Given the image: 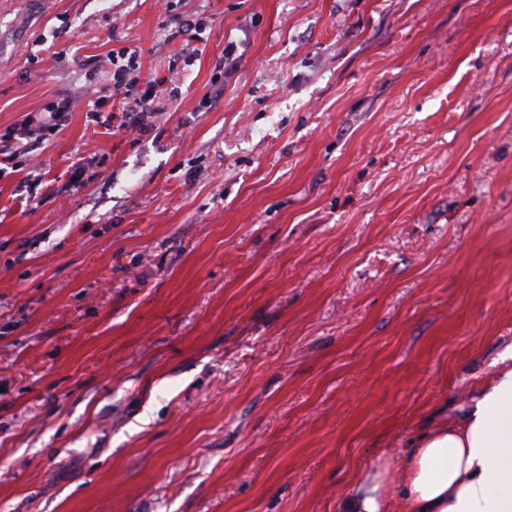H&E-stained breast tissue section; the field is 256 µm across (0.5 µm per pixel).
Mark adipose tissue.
<instances>
[{
    "instance_id": "1",
    "label": "adipose tissue",
    "mask_w": 512,
    "mask_h": 512,
    "mask_svg": "<svg viewBox=\"0 0 512 512\" xmlns=\"http://www.w3.org/2000/svg\"><path fill=\"white\" fill-rule=\"evenodd\" d=\"M464 415L420 437L398 475L369 471L353 486L342 512H512V350Z\"/></svg>"
}]
</instances>
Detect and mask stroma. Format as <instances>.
I'll use <instances>...</instances> for the list:
<instances>
[{
    "label": "stroma",
    "instance_id": "stroma-1",
    "mask_svg": "<svg viewBox=\"0 0 512 512\" xmlns=\"http://www.w3.org/2000/svg\"><path fill=\"white\" fill-rule=\"evenodd\" d=\"M0 137V512H339L512 347V0H0ZM136 50L126 49L122 55L128 56L126 65H117L113 62L115 69L112 71V97H119L126 105V112H151L154 111L153 103L156 96L157 80L149 75L137 72L133 78H130L132 72L137 71L139 67L133 65L136 58ZM132 70V72H131ZM138 84L145 85V89L139 94L134 93V88Z\"/></svg>",
    "mask_w": 512,
    "mask_h": 512
}]
</instances>
